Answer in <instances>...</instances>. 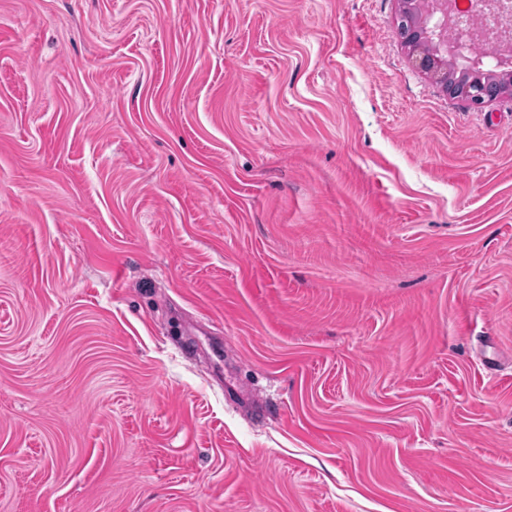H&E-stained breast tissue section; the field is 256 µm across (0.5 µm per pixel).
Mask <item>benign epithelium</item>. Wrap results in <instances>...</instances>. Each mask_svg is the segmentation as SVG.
<instances>
[{
	"label": "benign epithelium",
	"mask_w": 512,
	"mask_h": 512,
	"mask_svg": "<svg viewBox=\"0 0 512 512\" xmlns=\"http://www.w3.org/2000/svg\"><path fill=\"white\" fill-rule=\"evenodd\" d=\"M425 7L413 18H403L406 41L412 48L411 59L422 71L435 76L445 91L452 97L462 96L474 107H482L496 96L512 97V31L505 29L497 33H486L473 20L465 26L459 39L448 42V26L463 22L460 0H424ZM490 11L505 20L512 18V0H482L478 12ZM480 36L487 48L493 52L494 68L501 77L496 92L491 93L480 84L458 87L448 82V65L471 71H482L486 54L475 55L471 41Z\"/></svg>",
	"instance_id": "obj_1"
}]
</instances>
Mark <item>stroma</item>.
Returning <instances> with one entry per match:
<instances>
[{"instance_id": "35a3bbf8", "label": "stroma", "mask_w": 512, "mask_h": 512, "mask_svg": "<svg viewBox=\"0 0 512 512\" xmlns=\"http://www.w3.org/2000/svg\"><path fill=\"white\" fill-rule=\"evenodd\" d=\"M400 0H0V512H512V101Z\"/></svg>"}]
</instances>
